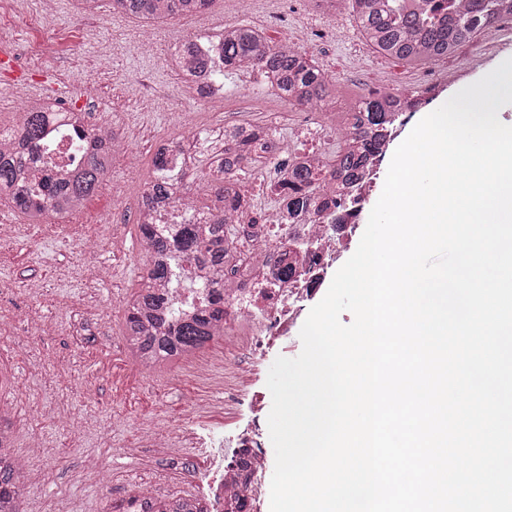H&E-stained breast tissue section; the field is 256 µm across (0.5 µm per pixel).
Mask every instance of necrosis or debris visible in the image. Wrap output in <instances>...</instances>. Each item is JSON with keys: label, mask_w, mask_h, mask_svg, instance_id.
<instances>
[{"label": "necrosis or debris", "mask_w": 512, "mask_h": 512, "mask_svg": "<svg viewBox=\"0 0 512 512\" xmlns=\"http://www.w3.org/2000/svg\"><path fill=\"white\" fill-rule=\"evenodd\" d=\"M391 110L385 144L370 161L361 182L337 194H330L323 181H316L313 194L328 201L318 221L289 217L283 198L289 192L287 167L293 156L311 167L327 168L333 163L348 126L324 119L310 107H298L290 122L271 118L275 141L270 160L256 167L248 184L249 202L243 216L231 226L230 255L221 276L224 280V373L239 376L243 361L260 357L267 345L291 340L295 324L316 293L323 274L348 244L361 220L364 204L374 190L379 172L388 157V145L403 132L411 112L404 103L408 91L391 89ZM291 274H284V267ZM189 288H167L170 308L192 315L210 304L205 286L210 273L187 266ZM267 421L224 435L209 432L202 446L210 468L194 473L204 493L191 503L198 512H240L237 500H245L241 512H262L268 471Z\"/></svg>", "instance_id": "1"}]
</instances>
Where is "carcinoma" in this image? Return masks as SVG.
<instances>
[{
  "mask_svg": "<svg viewBox=\"0 0 512 512\" xmlns=\"http://www.w3.org/2000/svg\"><path fill=\"white\" fill-rule=\"evenodd\" d=\"M112 10L139 18L164 20L206 11L213 0H111ZM317 10H348L358 22L364 38L378 56L406 64L423 65L454 55L483 30L505 18L500 7L512 12V0H459V14L448 8V0L434 3L417 12L398 6V0H311ZM209 40L222 44L224 66L209 68L195 41L188 37L176 51L175 70L181 82L199 98L224 90V75L258 63L271 73L279 89L296 104L324 109L336 98V81L321 70L305 52H295L275 43L246 24L226 27ZM387 97L376 92L363 100L350 102L349 110L337 116L355 127L354 139L361 142L359 152L336 156L328 175L349 181L370 156L377 131L388 111ZM59 118L51 103L39 99L18 113L13 124L0 126V202L19 213L28 223L40 224L50 216L64 217L80 209L112 172L114 153L120 148L115 127L84 120L83 133L95 140L88 155L72 157L73 168L53 172L48 153H35L46 138L51 123ZM269 136L262 125L251 124L245 132L224 133V150L219 154H189V170L173 179L175 154L184 152L180 144L156 150L151 175L144 183L141 207L159 210L181 198L213 213L210 224H183L171 238L153 224H140L139 239L147 255L139 289L126 308L124 338L135 359L147 369L161 370L176 361L193 356L219 336L215 323L224 320V304L219 289L224 282L208 284L217 299L200 315L182 320L164 331L151 325L165 313L158 285L179 281L180 261L198 264L219 272L224 268L227 242L226 210L242 206L238 187L260 162V141ZM315 179L314 171L297 165L292 171L293 188L288 208L298 211L316 206V198L304 192ZM12 443V424L0 415V512H21L19 502L28 476L18 462L3 461L5 446ZM153 512H191L187 502L173 496L159 499Z\"/></svg>",
  "mask_w": 512,
  "mask_h": 512,
  "instance_id": "cac0c4a2",
  "label": "carcinoma"
}]
</instances>
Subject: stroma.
Returning a JSON list of instances; mask_svg holds the SVG:
<instances>
[{
	"label": "stroma",
	"instance_id": "35a3bbf8",
	"mask_svg": "<svg viewBox=\"0 0 512 512\" xmlns=\"http://www.w3.org/2000/svg\"><path fill=\"white\" fill-rule=\"evenodd\" d=\"M73 0H0V36L14 38L17 62L31 88L13 84L0 70V123L10 124L29 102L52 98L90 113L92 121L136 129L128 154L114 168L115 181L90 197L77 215L26 223L6 205L0 217L13 238L0 241V376L10 399H22L26 419L14 420L13 446L23 451L33 436L47 445L48 478L25 489L24 508L37 512H103L123 498L131 479H152L160 496H186L184 479L205 468L198 446L205 429L232 432L253 417L252 399H272L268 369L292 347L269 346L248 365V376L231 382L221 373L196 375L178 364L150 376L130 357L124 339L127 301L135 295L145 255L135 211L152 156L171 142L180 125L209 123L211 107L183 92L169 66L168 51L193 34L216 33L246 23L272 41L295 36L310 18L306 0H255L248 16L232 0H215L201 14L147 22L113 12L109 0L90 22L74 19ZM327 29L308 48L325 71L336 75L337 107L387 85L423 86L429 77L446 82L423 113L433 112L457 87L468 86L512 58V39L486 30L479 39L490 56L463 59L453 70L410 68L373 52L349 53L322 15ZM189 422L184 450L163 448L168 428ZM101 462L96 479L80 469L85 453Z\"/></svg>",
	"mask_w": 512,
	"mask_h": 512
}]
</instances>
